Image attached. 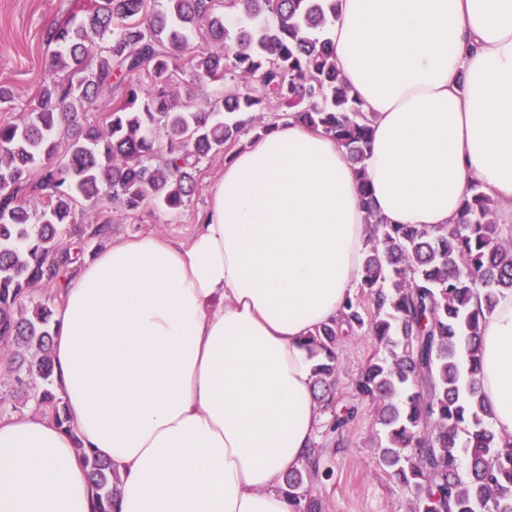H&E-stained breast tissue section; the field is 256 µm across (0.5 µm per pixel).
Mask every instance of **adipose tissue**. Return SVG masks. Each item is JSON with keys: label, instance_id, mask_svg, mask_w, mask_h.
Masks as SVG:
<instances>
[{"label": "adipose tissue", "instance_id": "adipose-tissue-1", "mask_svg": "<svg viewBox=\"0 0 512 512\" xmlns=\"http://www.w3.org/2000/svg\"><path fill=\"white\" fill-rule=\"evenodd\" d=\"M335 62L373 113L372 200L453 225L472 181L512 223V0H340ZM354 172L294 122L224 163L186 241H113L63 290L60 428L0 416V512H93L84 447L122 480L115 512H294L284 476L321 414L305 346L362 272ZM482 388L512 436V293L482 336Z\"/></svg>", "mask_w": 512, "mask_h": 512}]
</instances>
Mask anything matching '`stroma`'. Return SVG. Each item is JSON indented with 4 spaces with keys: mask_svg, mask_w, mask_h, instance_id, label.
I'll return each mask as SVG.
<instances>
[{
    "mask_svg": "<svg viewBox=\"0 0 512 512\" xmlns=\"http://www.w3.org/2000/svg\"><path fill=\"white\" fill-rule=\"evenodd\" d=\"M76 8L75 0H0V86L10 89L8 102H0V123L21 122L40 90L61 79L51 64L54 45L46 32ZM224 157L199 164L198 190L179 211L162 214L153 206L137 213L114 212L106 234H96L97 202L79 199L76 214L85 228L80 259L93 257L114 238L156 233L188 240L205 213L212 185L224 173ZM376 349L370 336L348 338L339 346L340 367L336 393L340 407H356L357 416L345 442H338L326 426H319L317 454L322 469L331 477L315 482L313 491L323 500L324 512H411L413 492L390 479L378 464V449L372 441L378 426L369 403L356 400L353 381Z\"/></svg>",
    "mask_w": 512,
    "mask_h": 512,
    "instance_id": "stroma-1",
    "label": "stroma"
}]
</instances>
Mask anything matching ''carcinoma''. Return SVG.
<instances>
[{
    "label": "carcinoma",
    "mask_w": 512,
    "mask_h": 512,
    "mask_svg": "<svg viewBox=\"0 0 512 512\" xmlns=\"http://www.w3.org/2000/svg\"><path fill=\"white\" fill-rule=\"evenodd\" d=\"M88 0L83 18L49 29L59 45L60 81L44 87L20 123L0 125V346L15 381L59 426L66 405L52 386L53 301L29 290L54 281L75 262L64 239L80 231L78 198L100 204L96 232L112 210L147 204L178 211L196 187L198 165L259 136L281 119L320 128L353 168L367 235L358 291L339 317L308 337L316 359L315 399L330 431L342 436L355 409L337 411L338 346L371 336L378 350L355 381L376 415L378 463L415 491L419 512H512V439L491 422L482 391V330L500 297L512 292V238L497 209L472 182L451 227L390 224L375 209L366 161L372 116L336 67L330 27L337 0ZM205 32L207 50L191 46ZM111 44L94 54L88 33ZM175 69L198 84L230 79V90L199 108L166 87ZM112 111L103 126L80 113L103 95ZM46 200L37 223L27 204ZM89 469L95 512H114L120 478L103 457L77 447ZM310 452L288 472L284 491L296 512H322L308 482L323 476Z\"/></svg>",
    "instance_id": "1"
}]
</instances>
